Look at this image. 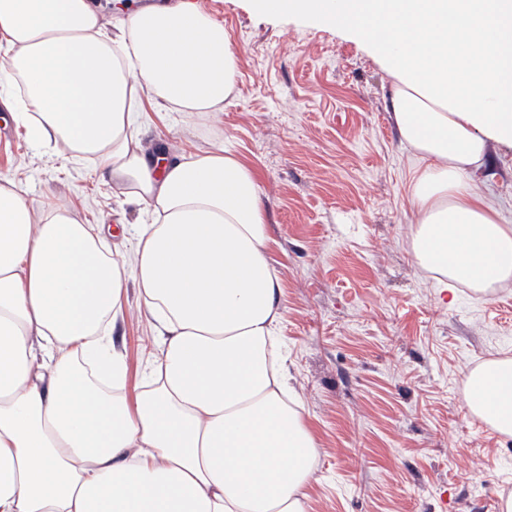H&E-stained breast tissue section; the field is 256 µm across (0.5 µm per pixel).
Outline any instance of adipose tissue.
<instances>
[{"label":"adipose tissue","instance_id":"adipose-tissue-1","mask_svg":"<svg viewBox=\"0 0 512 512\" xmlns=\"http://www.w3.org/2000/svg\"><path fill=\"white\" fill-rule=\"evenodd\" d=\"M353 37L390 73L391 118L419 159L412 249L441 288L512 279V225L470 174L512 149V0H251ZM0 101L34 153L107 172L147 222L102 225L0 179V512H307L316 443L289 402L254 169L217 139L145 150L147 107L203 123L237 50L199 8L112 16L92 0H0ZM135 285L154 347L136 391L112 338ZM512 436V361L466 377Z\"/></svg>","mask_w":512,"mask_h":512}]
</instances>
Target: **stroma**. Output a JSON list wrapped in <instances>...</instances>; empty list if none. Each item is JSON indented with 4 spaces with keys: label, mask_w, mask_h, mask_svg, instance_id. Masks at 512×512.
I'll return each mask as SVG.
<instances>
[{
    "label": "stroma",
    "mask_w": 512,
    "mask_h": 512,
    "mask_svg": "<svg viewBox=\"0 0 512 512\" xmlns=\"http://www.w3.org/2000/svg\"><path fill=\"white\" fill-rule=\"evenodd\" d=\"M239 53L234 97L213 123L149 113L144 143L190 152L220 137L255 168L282 285L280 342L315 437L310 512H500L512 496V437L465 404V377L512 359V281L439 288L412 252L416 161L389 116L393 78L364 47L248 0H192ZM0 110V178L33 203L92 224L138 223L108 174L33 157ZM512 224V150L472 175ZM154 328L130 292L113 340L136 384Z\"/></svg>",
    "instance_id": "1"
}]
</instances>
